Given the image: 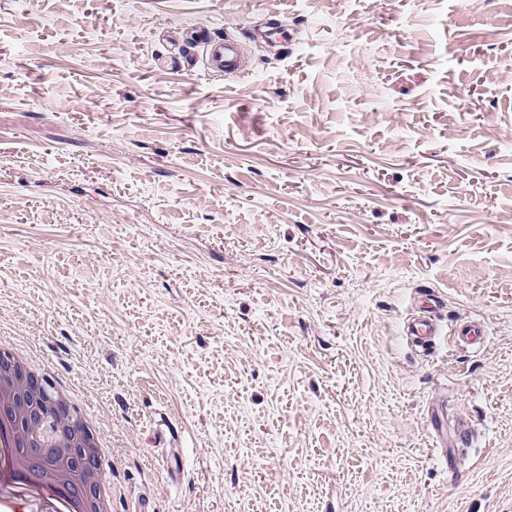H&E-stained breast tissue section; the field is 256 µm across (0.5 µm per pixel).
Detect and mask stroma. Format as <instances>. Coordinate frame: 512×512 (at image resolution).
Segmentation results:
<instances>
[{
  "label": "stroma",
  "mask_w": 512,
  "mask_h": 512,
  "mask_svg": "<svg viewBox=\"0 0 512 512\" xmlns=\"http://www.w3.org/2000/svg\"><path fill=\"white\" fill-rule=\"evenodd\" d=\"M0 329L112 512H512V0H0ZM204 65L217 73H233L239 70V45L227 38L203 35ZM429 301L432 305L419 307L413 316L409 319L406 330L409 336L413 337V341L417 343H425L441 336L436 317L433 315L435 309L440 304V297L431 293ZM452 341L470 346H478L485 337V330L480 321H468L457 325L450 333ZM3 342V336H1L0 355L9 363L15 377L22 383L33 384L44 395L58 401L64 410L79 419L84 432L89 436L90 434L92 435V417L88 411L83 406L73 402V400L68 398L64 392L57 390L52 385L48 384L43 373L35 367L25 350L12 345L10 347H4Z\"/></svg>",
  "instance_id": "35a3bbf8"
}]
</instances>
